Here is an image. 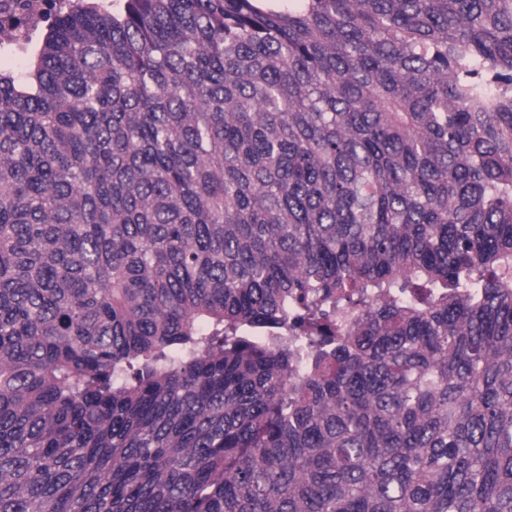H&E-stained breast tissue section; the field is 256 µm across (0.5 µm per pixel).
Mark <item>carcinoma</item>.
Wrapping results in <instances>:
<instances>
[{
	"label": "carcinoma",
	"mask_w": 512,
	"mask_h": 512,
	"mask_svg": "<svg viewBox=\"0 0 512 512\" xmlns=\"http://www.w3.org/2000/svg\"><path fill=\"white\" fill-rule=\"evenodd\" d=\"M0 512H512V0H74L0 71Z\"/></svg>",
	"instance_id": "cac0c4a2"
}]
</instances>
